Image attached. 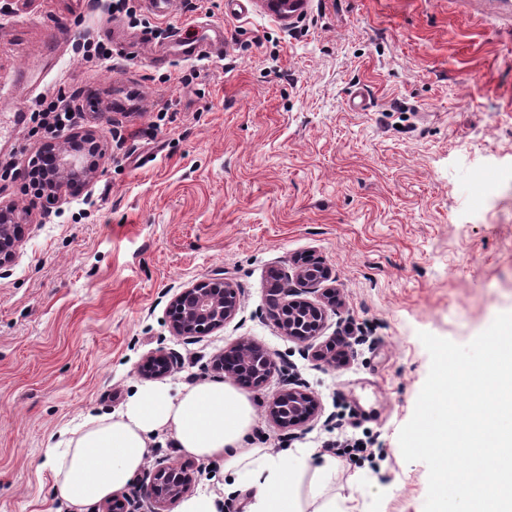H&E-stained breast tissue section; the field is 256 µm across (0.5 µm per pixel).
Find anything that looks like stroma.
Masks as SVG:
<instances>
[{"label": "stroma", "mask_w": 512, "mask_h": 512, "mask_svg": "<svg viewBox=\"0 0 512 512\" xmlns=\"http://www.w3.org/2000/svg\"><path fill=\"white\" fill-rule=\"evenodd\" d=\"M138 24L107 0H0V113L43 95L86 89L109 104L98 134L102 172L51 214L31 211L14 265L0 274V512H62L44 462L63 428L118 412L142 364L163 352L181 367L174 388L216 378L213 357L257 342L276 368L248 396L253 447L314 449L337 421L377 439L378 469L343 458L323 491L355 512H423L428 469L405 462L398 434L430 368L418 338L466 344L512 312V9L497 0H313L296 25L258 9L228 15L224 0L155 8L129 0ZM218 36L199 63L161 61L137 35ZM92 34L104 63L76 48ZM190 75L171 84V75ZM367 111L346 100L355 87ZM0 136V200L23 205L34 123ZM321 259L338 300L320 336H285L265 310L272 276ZM223 274L240 290L224 329L175 336L167 310L196 280ZM353 337L348 362L313 351ZM306 383L317 416L288 431L269 401L286 373ZM192 465L194 491L245 512L224 494L221 466L155 441L146 470Z\"/></svg>", "instance_id": "1"}]
</instances>
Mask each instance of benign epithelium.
I'll return each instance as SVG.
<instances>
[{"instance_id": "1", "label": "benign epithelium", "mask_w": 512, "mask_h": 512, "mask_svg": "<svg viewBox=\"0 0 512 512\" xmlns=\"http://www.w3.org/2000/svg\"><path fill=\"white\" fill-rule=\"evenodd\" d=\"M97 139L96 130L65 139L58 144L55 161L44 173L51 188H71L73 185L89 186L98 176L102 153L90 146ZM30 224V213L25 208L0 201V270L10 267L17 257V250L25 226ZM330 279V270L319 260H310L295 270L297 287L289 281L269 289L267 300L269 314L286 336L299 342H309L318 336L326 318V306L336 304V291L324 294L327 304L312 302L303 294ZM240 307L238 289L222 277L204 278L176 294L169 305L170 328L174 335L186 339H199L224 328ZM256 347L247 343L236 344L224 351L214 367L233 377L244 376L249 387L263 386L273 369L272 359H267L265 373L251 374L250 354ZM156 378L172 374L178 368V359L159 354L154 356ZM316 402L303 386L292 387L272 398L268 412L279 426L290 428L306 423L314 414ZM191 466H161L149 475L143 485L146 497L154 503V512L170 509L191 490Z\"/></svg>"}]
</instances>
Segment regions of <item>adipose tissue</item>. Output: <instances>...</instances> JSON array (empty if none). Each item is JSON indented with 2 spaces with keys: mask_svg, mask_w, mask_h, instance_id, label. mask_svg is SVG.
<instances>
[{
  "mask_svg": "<svg viewBox=\"0 0 512 512\" xmlns=\"http://www.w3.org/2000/svg\"><path fill=\"white\" fill-rule=\"evenodd\" d=\"M255 408L230 383L204 381L179 391L155 383L138 387L118 415L90 416L70 430L46 460L54 489L82 507L130 485L143 470L156 437L171 435L185 454L219 461L249 494L247 512H302L296 489L305 471L324 484L331 459L310 467L309 448L273 455L251 447Z\"/></svg>",
  "mask_w": 512,
  "mask_h": 512,
  "instance_id": "obj_1",
  "label": "adipose tissue"
}]
</instances>
